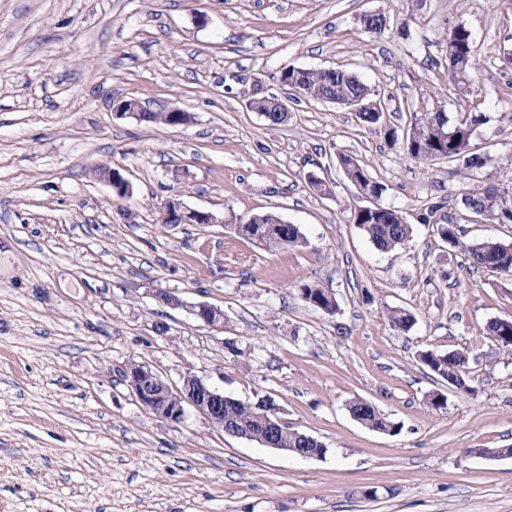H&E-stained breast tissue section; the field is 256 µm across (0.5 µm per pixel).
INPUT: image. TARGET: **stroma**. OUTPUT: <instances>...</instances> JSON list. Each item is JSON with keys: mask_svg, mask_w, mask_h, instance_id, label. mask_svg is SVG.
Masks as SVG:
<instances>
[{"mask_svg": "<svg viewBox=\"0 0 512 512\" xmlns=\"http://www.w3.org/2000/svg\"><path fill=\"white\" fill-rule=\"evenodd\" d=\"M369 12L385 33L364 32ZM459 25L478 52L463 85L448 81L444 40ZM288 66L357 75L379 123L302 99L268 126L248 106L251 79L287 98ZM129 98L192 122L116 118ZM439 109L480 115L484 168L423 165L390 144L388 130ZM343 153L406 215L404 248L379 251L354 224L368 201ZM100 164L131 197L95 178ZM311 173L330 194L309 189ZM480 183L512 186V0H0V512H512V457L473 454L512 447V352L485 333L512 320V278L473 270L420 220L442 196L465 242L512 244V223L463 206ZM174 195L222 223H163ZM267 212L304 245L234 233ZM302 280L335 293V314L300 297ZM202 303L223 327L193 315ZM392 308L415 315L409 330L390 326ZM423 350L467 351L474 393L432 374ZM131 363L273 399L327 453L225 435L190 407L159 418L128 386ZM356 398L400 433L353 420ZM339 162L346 178L350 182L357 181L363 184L373 196L378 197L384 192L385 188L383 185L374 181L368 170L357 159L350 155L342 154Z\"/></svg>", "mask_w": 512, "mask_h": 512, "instance_id": "35a3bbf8", "label": "stroma"}]
</instances>
